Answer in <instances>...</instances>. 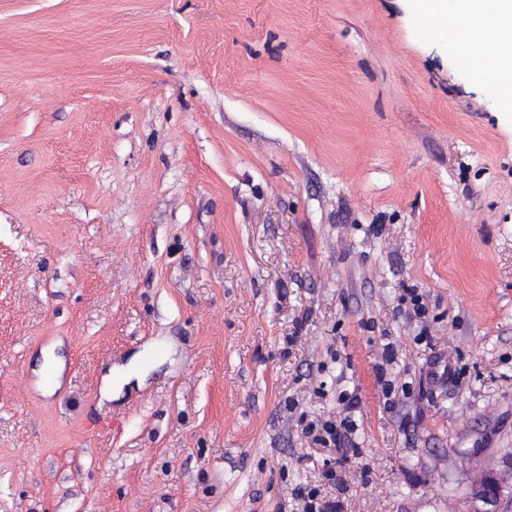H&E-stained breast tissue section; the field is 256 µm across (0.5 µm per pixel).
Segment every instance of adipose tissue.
I'll list each match as a JSON object with an SVG mask.
<instances>
[{
  "mask_svg": "<svg viewBox=\"0 0 512 512\" xmlns=\"http://www.w3.org/2000/svg\"><path fill=\"white\" fill-rule=\"evenodd\" d=\"M439 29H452L469 47L462 62L475 79L495 82L512 96V0H416Z\"/></svg>",
  "mask_w": 512,
  "mask_h": 512,
  "instance_id": "ef3b65f1",
  "label": "adipose tissue"
}]
</instances>
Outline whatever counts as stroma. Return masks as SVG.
I'll use <instances>...</instances> for the list:
<instances>
[{"instance_id":"stroma-1","label":"stroma","mask_w":512,"mask_h":512,"mask_svg":"<svg viewBox=\"0 0 512 512\" xmlns=\"http://www.w3.org/2000/svg\"><path fill=\"white\" fill-rule=\"evenodd\" d=\"M465 52L413 0H0V512L512 501V102ZM474 497L483 502L484 505L491 508L485 509L484 512H500L502 501V485L499 479L485 477L475 487L473 491Z\"/></svg>"}]
</instances>
